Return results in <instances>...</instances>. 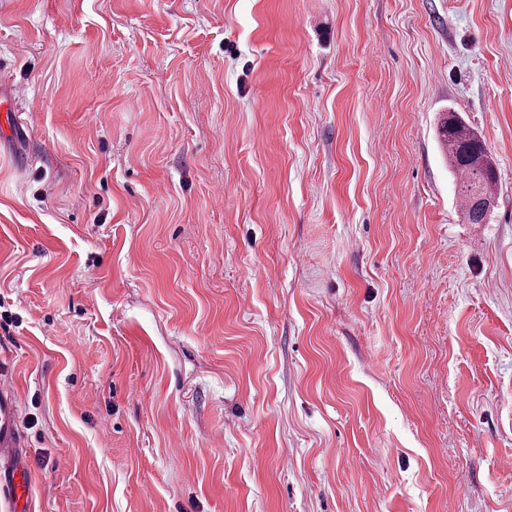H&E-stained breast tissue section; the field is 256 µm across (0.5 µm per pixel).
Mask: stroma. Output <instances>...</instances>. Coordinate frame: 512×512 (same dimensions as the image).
I'll return each instance as SVG.
<instances>
[{
	"mask_svg": "<svg viewBox=\"0 0 512 512\" xmlns=\"http://www.w3.org/2000/svg\"><path fill=\"white\" fill-rule=\"evenodd\" d=\"M0 97L29 512H512V0H0ZM438 134L448 166L456 174L464 221L483 224L495 199L498 179L494 160L481 137L455 112L442 118Z\"/></svg>",
	"mask_w": 512,
	"mask_h": 512,
	"instance_id": "1",
	"label": "stroma"
}]
</instances>
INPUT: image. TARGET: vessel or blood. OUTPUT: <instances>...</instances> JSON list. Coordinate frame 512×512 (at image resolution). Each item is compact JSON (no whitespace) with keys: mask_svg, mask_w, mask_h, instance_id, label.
I'll return each instance as SVG.
<instances>
[{"mask_svg":"<svg viewBox=\"0 0 512 512\" xmlns=\"http://www.w3.org/2000/svg\"><path fill=\"white\" fill-rule=\"evenodd\" d=\"M17 406L0 388V495L11 512H26L31 480L24 465V438L16 425Z\"/></svg>","mask_w":512,"mask_h":512,"instance_id":"vessel-or-blood-1","label":"vessel or blood"}]
</instances>
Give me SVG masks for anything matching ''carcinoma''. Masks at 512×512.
I'll use <instances>...</instances> for the list:
<instances>
[{
  "mask_svg": "<svg viewBox=\"0 0 512 512\" xmlns=\"http://www.w3.org/2000/svg\"><path fill=\"white\" fill-rule=\"evenodd\" d=\"M438 134L448 167L456 174L464 221L484 223L497 184L496 166L485 142L454 112L442 118Z\"/></svg>",
  "mask_w": 512,
  "mask_h": 512,
  "instance_id": "carcinoma-1",
  "label": "carcinoma"
}]
</instances>
